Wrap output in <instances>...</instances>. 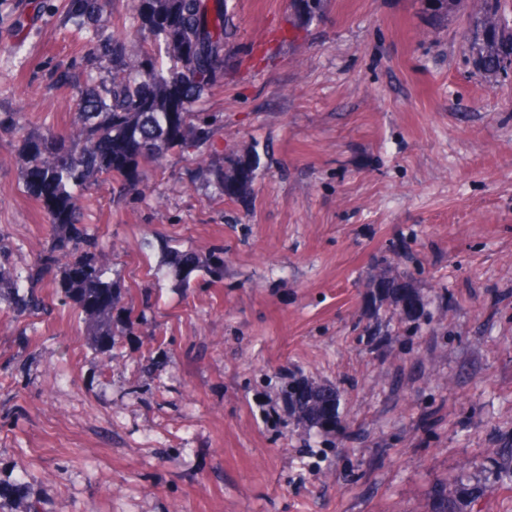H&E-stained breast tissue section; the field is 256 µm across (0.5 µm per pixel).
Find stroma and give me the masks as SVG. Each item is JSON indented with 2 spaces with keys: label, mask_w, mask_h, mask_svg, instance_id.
Returning a JSON list of instances; mask_svg holds the SVG:
<instances>
[{
  "label": "stroma",
  "mask_w": 512,
  "mask_h": 512,
  "mask_svg": "<svg viewBox=\"0 0 512 512\" xmlns=\"http://www.w3.org/2000/svg\"><path fill=\"white\" fill-rule=\"evenodd\" d=\"M199 152L254 147L244 195L189 156L86 190L85 229L130 308L101 351L63 301L0 304V512H512V66L480 69L477 0H235ZM67 0H0V112L73 120L56 81L90 35ZM0 134V233L22 271L51 240ZM171 244L224 255L190 288ZM336 394L335 428L292 413Z\"/></svg>",
  "instance_id": "obj_1"
}]
</instances>
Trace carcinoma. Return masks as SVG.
I'll use <instances>...</instances> for the list:
<instances>
[{"label":"carcinoma","mask_w":512,"mask_h":512,"mask_svg":"<svg viewBox=\"0 0 512 512\" xmlns=\"http://www.w3.org/2000/svg\"><path fill=\"white\" fill-rule=\"evenodd\" d=\"M298 19L312 21L321 0H297ZM229 0H137L134 24L110 35L96 33L92 55L99 63L77 86L72 128L65 133L31 130L15 112H0V131L15 134L27 159L23 172L28 192L51 217L52 237L47 249L26 275L5 276L0 271V303L38 313L44 310L37 288L49 274L58 276L64 298L71 300L96 322L99 346L109 351L116 331L112 311L120 296L106 279L107 269L81 233L85 224V190L103 172H116L125 184L141 183V163L162 164L176 150L191 154L209 137L214 116L203 111L202 96L224 66V46L236 32ZM103 0H68V12L81 27L97 28ZM505 17L498 0H482L480 28L485 41L473 39L480 65L496 73L512 63V49L499 41ZM147 46L139 55L126 53L125 43L134 33ZM201 165L218 194L236 196L252 180L249 155L224 166V154L211 153ZM67 257L52 264L58 254ZM166 264L183 287L201 268L197 255L175 246L165 248ZM332 399L315 393L304 411L315 417Z\"/></svg>","instance_id":"cac0c4a2"}]
</instances>
